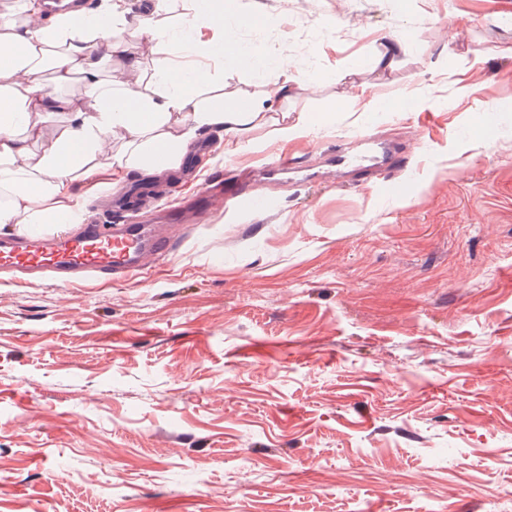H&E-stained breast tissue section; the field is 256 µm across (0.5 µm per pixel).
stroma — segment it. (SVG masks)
<instances>
[{
	"label": "stroma",
	"instance_id": "1",
	"mask_svg": "<svg viewBox=\"0 0 512 512\" xmlns=\"http://www.w3.org/2000/svg\"><path fill=\"white\" fill-rule=\"evenodd\" d=\"M512 0H224L233 50L146 37L114 69L211 67L200 97L265 106L199 130L200 173L290 157L276 206L174 227L173 255L77 288L0 272V512H512ZM389 67H374L376 57ZM290 80L288 97L271 96ZM490 106L481 130L471 115ZM310 118L284 139L276 121ZM371 146L357 143L360 133ZM399 149L406 185L333 166ZM111 142L52 206L122 223L192 194ZM237 51L239 63L251 72L258 74H263L276 60L268 54H256L249 48L239 47Z\"/></svg>",
	"mask_w": 512,
	"mask_h": 512
}]
</instances>
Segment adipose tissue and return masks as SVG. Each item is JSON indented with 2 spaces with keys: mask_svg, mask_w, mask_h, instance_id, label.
I'll use <instances>...</instances> for the list:
<instances>
[{
  "mask_svg": "<svg viewBox=\"0 0 512 512\" xmlns=\"http://www.w3.org/2000/svg\"><path fill=\"white\" fill-rule=\"evenodd\" d=\"M14 9L0 15V44L9 48L0 55V227L34 235L48 225L80 223L81 209L47 208L43 202L67 194L106 140L124 141L112 157L118 169L146 171L155 168L161 154L176 164L200 129L240 131L262 117L253 106L200 100L198 90L211 78L206 71L159 61L152 74L157 90L147 94L138 90L143 76L137 63L121 71L105 67L137 36L222 55L229 35L223 14L209 11L211 35L195 40L184 26L159 29L150 19L128 18L115 6L49 16L33 0H16ZM48 69L59 83L81 75L84 98L47 91L43 74ZM61 113L66 119L55 136L43 139V128Z\"/></svg>",
  "mask_w": 512,
  "mask_h": 512,
  "instance_id": "obj_1",
  "label": "adipose tissue"
}]
</instances>
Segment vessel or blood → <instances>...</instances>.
<instances>
[{"mask_svg": "<svg viewBox=\"0 0 512 512\" xmlns=\"http://www.w3.org/2000/svg\"><path fill=\"white\" fill-rule=\"evenodd\" d=\"M241 206L257 214L272 208L268 194L250 181L234 195H225L224 176L219 173L200 184L188 212H174L170 222L149 224L140 232L126 224L114 225L104 232L91 223L70 236L46 244L35 242L27 235L2 237L0 268L49 277L65 288L98 274L145 273L171 252L170 224H203L215 212Z\"/></svg>", "mask_w": 512, "mask_h": 512, "instance_id": "obj_1", "label": "vessel or blood"}]
</instances>
